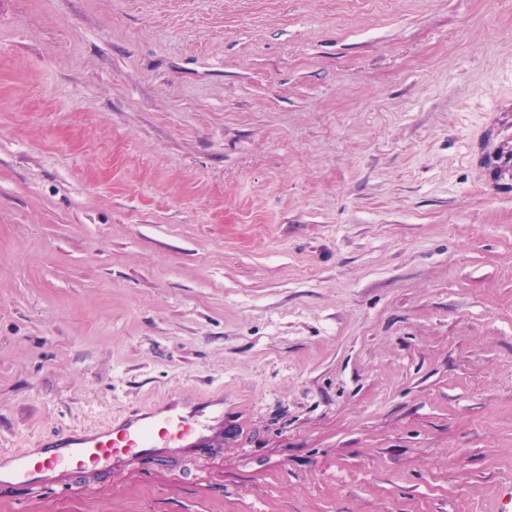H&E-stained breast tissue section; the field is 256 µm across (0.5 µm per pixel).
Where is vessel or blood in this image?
<instances>
[{
  "label": "vessel or blood",
  "mask_w": 512,
  "mask_h": 512,
  "mask_svg": "<svg viewBox=\"0 0 512 512\" xmlns=\"http://www.w3.org/2000/svg\"><path fill=\"white\" fill-rule=\"evenodd\" d=\"M512 98L501 97L468 147V162L485 189L500 192L512 180ZM224 423L223 398L199 400L189 411L165 405L133 413L95 431L62 433L49 447L0 456V488L62 490L75 483L102 481L131 461L162 459L172 451L195 453L211 430Z\"/></svg>",
  "instance_id": "obj_1"
}]
</instances>
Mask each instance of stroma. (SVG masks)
Wrapping results in <instances>:
<instances>
[{
  "label": "stroma",
  "instance_id": "1",
  "mask_svg": "<svg viewBox=\"0 0 512 512\" xmlns=\"http://www.w3.org/2000/svg\"><path fill=\"white\" fill-rule=\"evenodd\" d=\"M505 94L512 0H0V454L224 398L0 512H512ZM512 98L503 96L489 112L482 128L474 134L468 147V162L480 176L485 189L499 193L509 186L512 173V149L504 145L511 128Z\"/></svg>",
  "mask_w": 512,
  "mask_h": 512
}]
</instances>
